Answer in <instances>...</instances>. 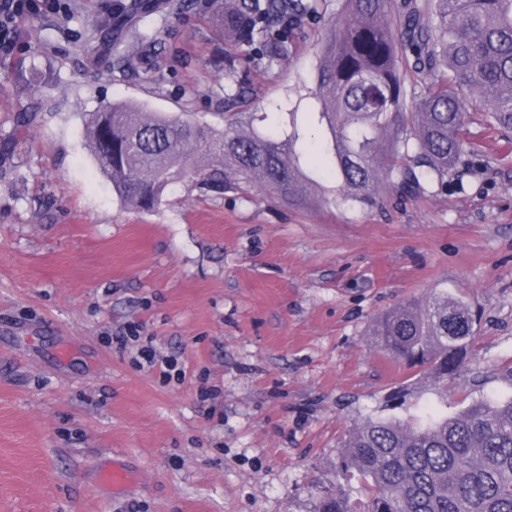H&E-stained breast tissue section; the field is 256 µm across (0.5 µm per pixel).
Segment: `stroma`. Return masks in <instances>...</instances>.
<instances>
[{
    "label": "stroma",
    "mask_w": 512,
    "mask_h": 512,
    "mask_svg": "<svg viewBox=\"0 0 512 512\" xmlns=\"http://www.w3.org/2000/svg\"><path fill=\"white\" fill-rule=\"evenodd\" d=\"M116 0H42L0 54V512H316L365 495L337 467L370 417H453L512 398V130L480 114L442 185L383 207L339 204L312 164L327 141L314 92L339 0L295 31L287 62L242 61L253 126L296 122L314 204L286 203L224 172L173 183L150 211L124 206L85 147L83 116L115 100L220 127L224 39L206 0L159 14L160 83L87 66L88 26ZM42 87L47 111L22 115ZM446 294L475 335L442 382L376 347L374 320ZM137 330L164 376L116 334ZM131 479L116 488L112 468Z\"/></svg>",
    "instance_id": "1"
}]
</instances>
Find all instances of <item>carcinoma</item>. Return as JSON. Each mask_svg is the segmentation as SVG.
<instances>
[{
  "label": "carcinoma",
  "mask_w": 512,
  "mask_h": 512,
  "mask_svg": "<svg viewBox=\"0 0 512 512\" xmlns=\"http://www.w3.org/2000/svg\"><path fill=\"white\" fill-rule=\"evenodd\" d=\"M186 0H125L89 28L87 61L112 56L122 71L153 73L159 42L144 30ZM319 0H224L213 14L226 44L290 57V32ZM421 90L406 99L409 73ZM225 101L244 104L248 84L224 56ZM315 95L331 158L315 159L339 182L336 201L377 204L383 185L404 195L420 178L441 183L465 152L472 100L491 128L512 127V0H341L320 41ZM100 174L125 204L150 210L175 181L224 185V162L289 204L312 199L295 151L296 124L282 135L255 130L245 112L224 113V129L153 112L132 101L84 115ZM474 321L461 300L436 296L379 317L372 336L385 352L446 381L468 353ZM339 473L367 485L363 512H512V399L478 401L454 417L428 411L408 422L368 419L344 445ZM319 512H353L328 495Z\"/></svg>",
  "instance_id": "cac0c4a2"
}]
</instances>
